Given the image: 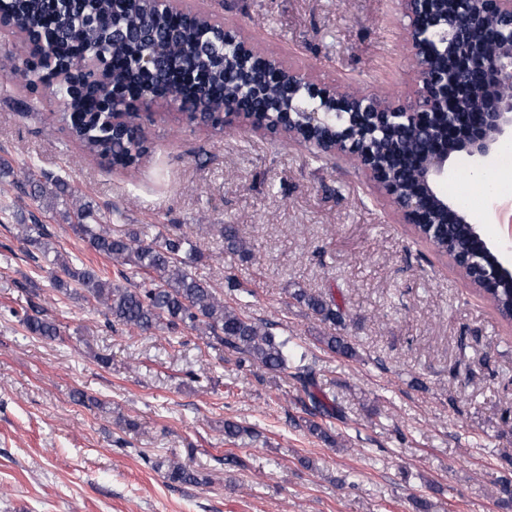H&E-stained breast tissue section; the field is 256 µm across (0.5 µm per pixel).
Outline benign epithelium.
<instances>
[{"label": "benign epithelium", "mask_w": 512, "mask_h": 512, "mask_svg": "<svg viewBox=\"0 0 512 512\" xmlns=\"http://www.w3.org/2000/svg\"><path fill=\"white\" fill-rule=\"evenodd\" d=\"M434 0H397L401 15L410 20L406 28V44L416 61L414 101L407 105L393 99L377 96H362L336 85L315 81L301 71L288 69L287 78L294 86L310 87V94L320 95L323 102L339 100L352 108L350 126L337 133L329 143H318L316 147L324 154L352 159L360 165L370 181L395 205L400 222L410 224L423 238L432 232L431 211L448 216L452 224L466 226L479 250L476 252L452 253V260L469 283L482 291L493 289L503 282H512V269L504 263L501 255L509 247L491 245L478 228L468 220L466 211L448 198V160L456 152L468 157L470 169L483 172L499 147L512 141V0H475L473 13L487 17L494 28L500 45L498 54L491 58L475 57L472 65L479 68L484 83L490 85L492 94L478 96L470 112L475 120L467 123H447L448 134L442 135L432 123L434 116H448V93L429 63V50L448 42L464 39L465 31L448 28L447 19L433 17ZM224 36L232 37L234 53L245 57L257 52L246 37L230 30ZM260 78L244 87L243 95L231 110L224 112V125L244 121L252 130L270 137H283L291 141L308 143L302 130L318 128L325 123V113L309 110L288 99L286 116L298 115V121L288 128H273L252 109L253 90ZM399 117L413 133L423 136L424 152L416 162L417 181L420 189L416 196L403 193L378 158L385 153L382 141H377V150L361 146L352 138V131L374 135L392 119Z\"/></svg>", "instance_id": "benign-epithelium-1"}]
</instances>
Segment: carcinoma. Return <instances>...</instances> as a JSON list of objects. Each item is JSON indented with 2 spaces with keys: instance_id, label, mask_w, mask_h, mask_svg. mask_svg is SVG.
I'll use <instances>...</instances> for the list:
<instances>
[{
  "instance_id": "1",
  "label": "carcinoma",
  "mask_w": 512,
  "mask_h": 512,
  "mask_svg": "<svg viewBox=\"0 0 512 512\" xmlns=\"http://www.w3.org/2000/svg\"><path fill=\"white\" fill-rule=\"evenodd\" d=\"M0 15L9 28L22 35L24 68L15 65L10 56L1 68L20 75L30 95L39 93L44 80L57 75L64 78L52 87L61 111L50 113L60 120L84 153L106 161L112 167L127 169L148 154L149 146L136 140L142 131L141 117L130 113L122 128L112 127V120L99 111L100 102L85 92L90 75L68 74L72 60L101 57L108 67L111 91L129 101L166 99L171 92L197 103L210 117L212 129L224 130L221 111L238 102L245 71H256L254 60H239L224 44L215 30L221 23L210 15L183 9L177 14L148 11L133 0H0ZM42 41L54 46L53 69L37 63L32 47ZM492 29L487 24L471 28V43L492 49ZM163 44L167 53L160 67L152 72L138 69V59L149 53L154 44ZM288 99V81L274 72L267 73L264 95L255 99L258 112ZM347 124V117L332 114L326 125L314 132L317 139L336 135ZM385 137L407 152L417 145L399 126H391ZM33 185L35 199L47 193L46 184L55 191H65L59 178L41 182L31 171L23 172ZM90 212L79 208L69 215L70 227L91 249L109 257L117 265L118 279H103L88 267L73 263L55 247L52 228L30 214L28 222L19 225L21 240L33 259L50 260L56 268V289L68 290L76 285L80 296L100 307L109 329H137L141 332H167L168 340L184 329L197 331L208 348L219 353L235 351L270 370H291V376L308 397L307 414L333 417L336 404L327 399L317 383V369L290 337L280 338L274 324L251 319L224 304V298L195 271L203 253L189 236L158 233L147 239V231L114 234L105 224H90ZM224 247L232 252H246L238 231L232 224L221 226ZM139 276V283L131 278ZM28 297V308L21 318L34 338L54 341L61 336L62 324L42 303L40 289L20 283ZM323 323L343 324V313L333 301L307 293L303 288L293 292ZM318 341L334 353L355 356V350L343 337L330 334ZM167 478L173 482H198V474L183 463H172Z\"/></svg>"
}]
</instances>
